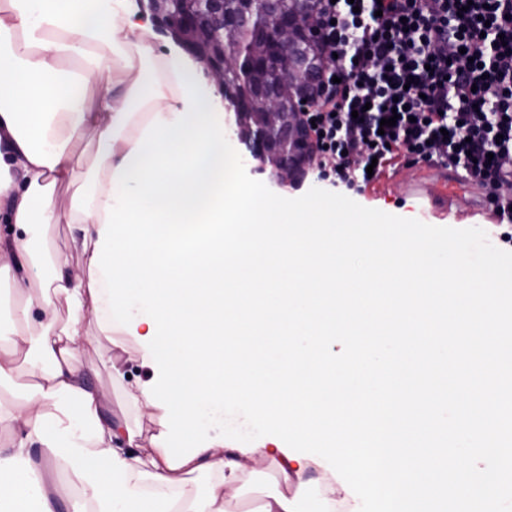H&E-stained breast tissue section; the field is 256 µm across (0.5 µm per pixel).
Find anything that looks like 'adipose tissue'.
<instances>
[{
  "mask_svg": "<svg viewBox=\"0 0 512 512\" xmlns=\"http://www.w3.org/2000/svg\"><path fill=\"white\" fill-rule=\"evenodd\" d=\"M135 0H0V274L10 275L11 330L0 331V386L16 371L21 344L40 358L19 401L0 403V428L13 432L0 456V512H54L56 477L69 487V512H174L168 501L141 498L142 484L177 488L181 512H236L258 471L277 489L255 512H337L352 496L324 466L288 458L276 444L240 451L215 443L173 468L158 444L141 447L128 425L105 418L111 391L120 410L147 407L142 384L129 383L123 356L147 365L112 320L106 281L90 260L112 198V176L146 126L174 121L178 75L198 79L186 53L152 61V26L138 23ZM97 145V169L78 177L85 150ZM78 183L66 222L86 261L32 258L34 231L55 213L58 185ZM111 337L112 389L89 387L78 350ZM207 477L205 492L187 481Z\"/></svg>",
  "mask_w": 512,
  "mask_h": 512,
  "instance_id": "obj_1",
  "label": "adipose tissue"
}]
</instances>
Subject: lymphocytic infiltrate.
Segmentation results:
<instances>
[{
	"mask_svg": "<svg viewBox=\"0 0 512 512\" xmlns=\"http://www.w3.org/2000/svg\"><path fill=\"white\" fill-rule=\"evenodd\" d=\"M321 12L325 66L306 111L321 174L366 186L403 162L461 169L512 223V0H321Z\"/></svg>",
	"mask_w": 512,
	"mask_h": 512,
	"instance_id": "lymphocytic-infiltrate-1",
	"label": "lymphocytic infiltrate"
}]
</instances>
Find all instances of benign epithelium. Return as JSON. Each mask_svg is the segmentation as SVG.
Returning a JSON list of instances; mask_svg holds the SVG:
<instances>
[{
  "mask_svg": "<svg viewBox=\"0 0 512 512\" xmlns=\"http://www.w3.org/2000/svg\"><path fill=\"white\" fill-rule=\"evenodd\" d=\"M210 16L211 46L196 48L186 40L183 22L177 16L152 14V19L165 27L172 39L197 60L204 76L217 87L222 95L225 111L234 113L231 133L249 149L259 161L258 171H270L280 185L297 187L309 173L316 170L317 154L314 136L303 120V112L315 101L321 88L322 69H313L299 50V40L304 37L318 55L323 52L318 45L317 33L320 0H302V5L292 15L280 12L278 0H261L260 21L251 27L224 25L222 0H202ZM255 30L273 46L277 58L288 68L294 80L285 85H269L261 76L254 83L250 104L267 106L280 99L292 100L296 112H255L254 121L243 124L241 104L224 92V69H237L242 60L254 55V45L238 37L232 51L224 52V32Z\"/></svg>",
  "mask_w": 512,
  "mask_h": 512,
  "instance_id": "obj_1",
  "label": "benign epithelium"
}]
</instances>
